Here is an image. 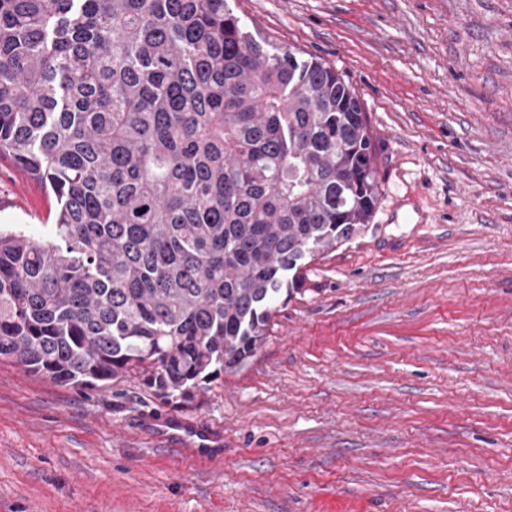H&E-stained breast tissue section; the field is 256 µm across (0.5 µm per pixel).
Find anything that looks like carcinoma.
Segmentation results:
<instances>
[{
    "label": "carcinoma",
    "mask_w": 512,
    "mask_h": 512,
    "mask_svg": "<svg viewBox=\"0 0 512 512\" xmlns=\"http://www.w3.org/2000/svg\"><path fill=\"white\" fill-rule=\"evenodd\" d=\"M57 203L0 225V359L165 402L264 343L379 197L355 89L227 0H0V156Z\"/></svg>",
    "instance_id": "obj_1"
}]
</instances>
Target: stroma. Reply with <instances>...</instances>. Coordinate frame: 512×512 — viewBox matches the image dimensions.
Returning <instances> with one entry per match:
<instances>
[{
  "instance_id": "obj_1",
  "label": "stroma",
  "mask_w": 512,
  "mask_h": 512,
  "mask_svg": "<svg viewBox=\"0 0 512 512\" xmlns=\"http://www.w3.org/2000/svg\"><path fill=\"white\" fill-rule=\"evenodd\" d=\"M369 115L367 230L190 404L0 360V512H512V0H228ZM55 200L0 158V225ZM224 435L199 465L160 419Z\"/></svg>"
}]
</instances>
